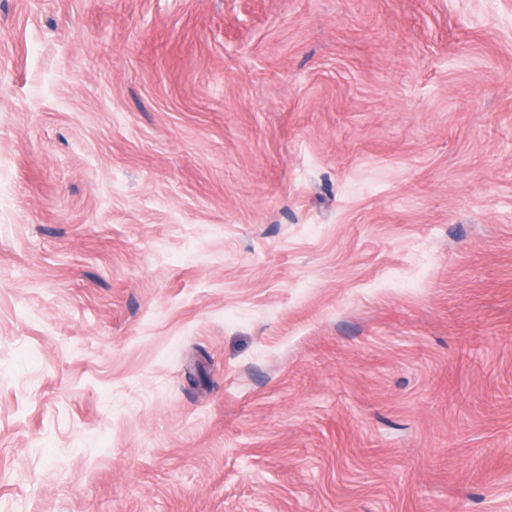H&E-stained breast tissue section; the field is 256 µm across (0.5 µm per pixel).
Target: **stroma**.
I'll use <instances>...</instances> for the list:
<instances>
[{
	"label": "stroma",
	"instance_id": "1",
	"mask_svg": "<svg viewBox=\"0 0 512 512\" xmlns=\"http://www.w3.org/2000/svg\"><path fill=\"white\" fill-rule=\"evenodd\" d=\"M0 512H512V0H0Z\"/></svg>",
	"mask_w": 512,
	"mask_h": 512
}]
</instances>
